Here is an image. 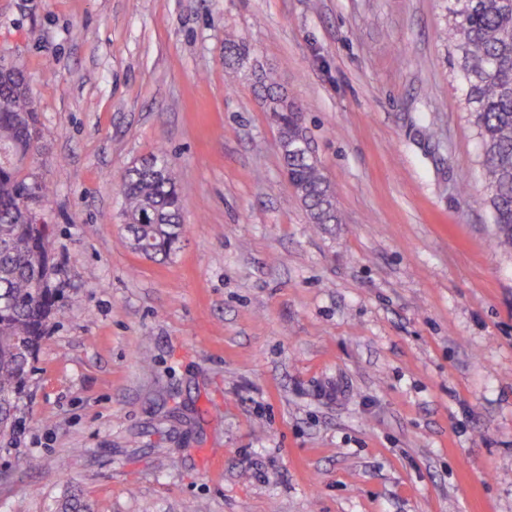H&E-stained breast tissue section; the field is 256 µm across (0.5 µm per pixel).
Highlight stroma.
Here are the masks:
<instances>
[{
	"mask_svg": "<svg viewBox=\"0 0 512 512\" xmlns=\"http://www.w3.org/2000/svg\"><path fill=\"white\" fill-rule=\"evenodd\" d=\"M447 24L448 0H0L60 291L0 512H512V250ZM261 70L339 223H308ZM161 148L183 233L151 259L118 185Z\"/></svg>",
	"mask_w": 512,
	"mask_h": 512,
	"instance_id": "1",
	"label": "stroma"
}]
</instances>
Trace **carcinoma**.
Instances as JSON below:
<instances>
[{"label": "carcinoma", "instance_id": "cac0c4a2", "mask_svg": "<svg viewBox=\"0 0 512 512\" xmlns=\"http://www.w3.org/2000/svg\"><path fill=\"white\" fill-rule=\"evenodd\" d=\"M448 43L457 58L465 109L479 139L495 242L512 249V0H448ZM267 111L280 131L283 167L309 223H339L333 189L309 150L302 112L272 84ZM43 138L23 70L0 74V431L19 424L18 404L34 354L47 334L57 290L49 225L34 224L20 201L31 175L11 157L36 152ZM132 248L167 258L181 234L182 199L172 158L159 150L128 168L120 186Z\"/></svg>", "mask_w": 512, "mask_h": 512}]
</instances>
